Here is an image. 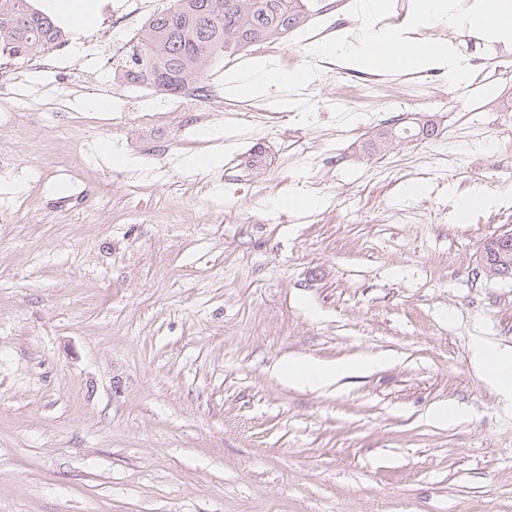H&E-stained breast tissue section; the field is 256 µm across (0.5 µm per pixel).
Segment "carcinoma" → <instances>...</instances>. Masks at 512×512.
<instances>
[{"mask_svg":"<svg viewBox=\"0 0 512 512\" xmlns=\"http://www.w3.org/2000/svg\"><path fill=\"white\" fill-rule=\"evenodd\" d=\"M305 20L298 0H173L142 27L124 75L158 81L170 95L192 84L202 94L208 58L284 39ZM65 36L31 0H0V57L34 56Z\"/></svg>","mask_w":512,"mask_h":512,"instance_id":"cac0c4a2","label":"carcinoma"}]
</instances>
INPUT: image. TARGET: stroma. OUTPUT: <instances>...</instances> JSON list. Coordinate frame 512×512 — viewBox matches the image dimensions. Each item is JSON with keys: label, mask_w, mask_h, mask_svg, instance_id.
Returning a JSON list of instances; mask_svg holds the SVG:
<instances>
[{"label": "stroma", "mask_w": 512, "mask_h": 512, "mask_svg": "<svg viewBox=\"0 0 512 512\" xmlns=\"http://www.w3.org/2000/svg\"><path fill=\"white\" fill-rule=\"evenodd\" d=\"M328 2L304 0L281 68L309 61ZM434 76L322 64L309 122L275 88L171 122L141 120L163 96L95 58L40 73L68 111L0 133V512H512V403L472 358L478 337L512 348V280L479 272L512 231V175L435 153L473 123L501 139L489 103L512 100V71ZM251 114L272 139L245 135ZM393 120L438 137L368 153ZM479 174L492 203L461 213ZM297 191L311 220L264 217ZM374 355L325 390L274 373ZM448 401L462 416L428 422ZM268 204L273 209H278L282 206H288L289 208L297 210H310L318 206L319 200L309 194H298L288 196V198L273 197L269 199ZM273 209H269L268 213L270 216L273 215Z\"/></svg>", "instance_id": "stroma-1"}]
</instances>
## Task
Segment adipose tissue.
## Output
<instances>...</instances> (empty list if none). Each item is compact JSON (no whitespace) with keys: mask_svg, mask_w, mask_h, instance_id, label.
<instances>
[{"mask_svg":"<svg viewBox=\"0 0 512 512\" xmlns=\"http://www.w3.org/2000/svg\"><path fill=\"white\" fill-rule=\"evenodd\" d=\"M473 359L484 372L488 383L506 400L512 401V350H502L494 344L480 342L473 349ZM383 362L380 356L335 365L292 359L279 364L276 373L289 386L317 390L329 387L354 372L371 371Z\"/></svg>","mask_w":512,"mask_h":512,"instance_id":"obj_1","label":"adipose tissue"}]
</instances>
